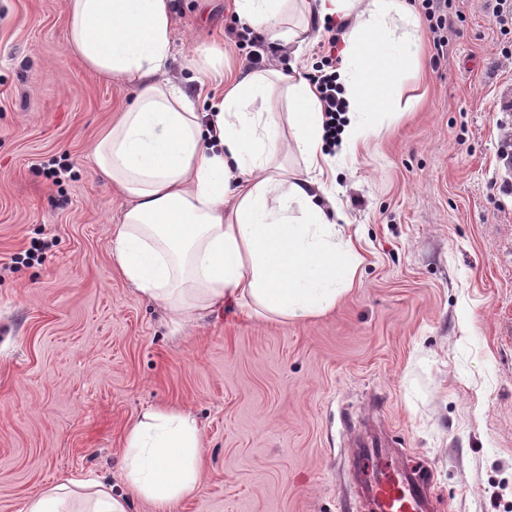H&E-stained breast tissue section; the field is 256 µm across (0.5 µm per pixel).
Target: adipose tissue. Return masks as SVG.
I'll return each instance as SVG.
<instances>
[{
    "label": "adipose tissue",
    "instance_id": "1",
    "mask_svg": "<svg viewBox=\"0 0 512 512\" xmlns=\"http://www.w3.org/2000/svg\"><path fill=\"white\" fill-rule=\"evenodd\" d=\"M291 0H234L241 24L302 49L310 27L285 28ZM319 22L358 21L340 49L347 103L346 139L373 134L371 116L395 112V74L417 60L416 35L392 40L388 21L417 25L403 0H301ZM172 0H66L67 47L91 71L136 90L133 103L93 148L99 176L125 198L111 230V259L134 292L180 323L196 322L232 303L245 314L281 321L325 312L351 284L358 255L325 205L331 158L324 114L300 71L224 77V62L196 64L198 86L222 83L199 112L167 73L174 56ZM286 83L288 127L307 175L288 178L277 165L280 137L271 112H255L274 84ZM201 435L188 413L150 408L126 435L128 493L100 482L77 495L61 484L26 500L22 512H130V498L156 512L199 486Z\"/></svg>",
    "mask_w": 512,
    "mask_h": 512
}]
</instances>
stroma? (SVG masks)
Listing matches in <instances>:
<instances>
[{"label":"stroma","instance_id":"1","mask_svg":"<svg viewBox=\"0 0 512 512\" xmlns=\"http://www.w3.org/2000/svg\"><path fill=\"white\" fill-rule=\"evenodd\" d=\"M172 7V80L203 53L249 69L231 0ZM409 8L421 63L402 109L336 167L351 288L307 319L227 306L178 325L111 261L120 201L92 151L133 90L69 53L65 0H0V512L72 479L126 491V434L149 407L202 434L199 488L172 512H373L385 456L426 472L427 512H512V34L485 0H451L440 49ZM266 105L280 163L303 174L286 86Z\"/></svg>","mask_w":512,"mask_h":512}]
</instances>
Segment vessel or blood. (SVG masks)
Returning a JSON list of instances; mask_svg holds the SVG:
<instances>
[{
  "mask_svg": "<svg viewBox=\"0 0 512 512\" xmlns=\"http://www.w3.org/2000/svg\"><path fill=\"white\" fill-rule=\"evenodd\" d=\"M424 482L399 467L378 470L370 486L378 512H423Z\"/></svg>",
  "mask_w": 512,
  "mask_h": 512,
  "instance_id": "obj_1",
  "label": "vessel or blood"
}]
</instances>
